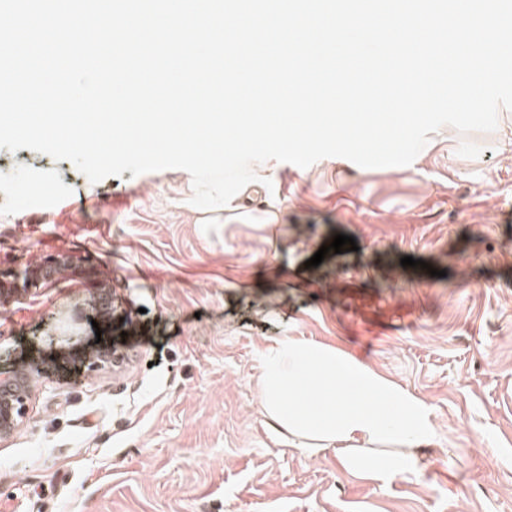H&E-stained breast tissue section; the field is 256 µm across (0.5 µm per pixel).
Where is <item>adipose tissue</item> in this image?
Segmentation results:
<instances>
[{"mask_svg": "<svg viewBox=\"0 0 512 512\" xmlns=\"http://www.w3.org/2000/svg\"><path fill=\"white\" fill-rule=\"evenodd\" d=\"M262 407L289 445L332 448L348 472L388 484L419 472L416 448L433 442L432 407L334 346L283 336L258 354ZM393 443V459L368 454Z\"/></svg>", "mask_w": 512, "mask_h": 512, "instance_id": "adipose-tissue-1", "label": "adipose tissue"}]
</instances>
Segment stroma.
<instances>
[{"label":"stroma","mask_w":512,"mask_h":512,"mask_svg":"<svg viewBox=\"0 0 512 512\" xmlns=\"http://www.w3.org/2000/svg\"><path fill=\"white\" fill-rule=\"evenodd\" d=\"M247 210L193 206L182 169L91 183L69 161L0 149V266L86 256L130 323L121 370L43 379L0 440V512H512V110L494 131L445 126L410 167L275 163ZM356 250L309 259L335 235ZM416 259L405 267L401 258ZM1 311L18 344L90 290ZM282 336L350 351L425 400L419 475L357 478L334 449L267 426L258 354Z\"/></svg>","instance_id":"stroma-1"}]
</instances>
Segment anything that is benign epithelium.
I'll list each match as a JSON object with an SVG mask.
<instances>
[{
	"label": "benign epithelium",
	"instance_id": "obj_1",
	"mask_svg": "<svg viewBox=\"0 0 512 512\" xmlns=\"http://www.w3.org/2000/svg\"><path fill=\"white\" fill-rule=\"evenodd\" d=\"M62 268L86 279L94 277L86 258L68 254H51L32 265L0 268V308L20 310L40 302L49 288L60 284L57 272ZM115 311L112 287L103 282L97 284L93 292L44 323L36 336L44 345L39 357L21 356L12 369H0V440L10 437L23 425L39 380L70 364L91 376L120 363L122 354L113 347L87 349L81 340L83 321L108 323Z\"/></svg>",
	"mask_w": 512,
	"mask_h": 512
}]
</instances>
